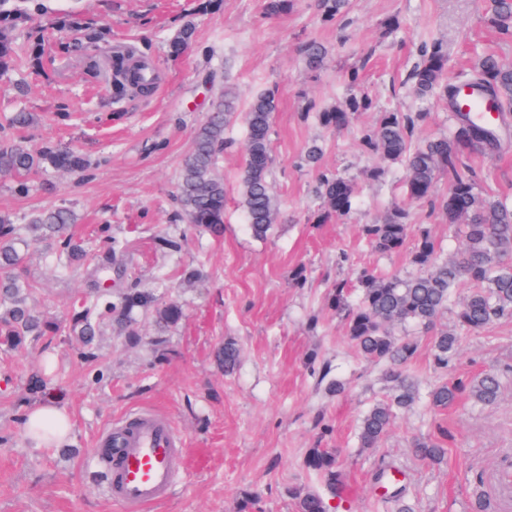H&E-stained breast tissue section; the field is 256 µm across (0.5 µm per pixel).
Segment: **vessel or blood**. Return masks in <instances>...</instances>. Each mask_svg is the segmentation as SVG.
Returning a JSON list of instances; mask_svg holds the SVG:
<instances>
[{"label": "vessel or blood", "instance_id": "vessel-or-blood-1", "mask_svg": "<svg viewBox=\"0 0 512 512\" xmlns=\"http://www.w3.org/2000/svg\"><path fill=\"white\" fill-rule=\"evenodd\" d=\"M184 441L167 417L142 411L102 436L94 453L108 460L110 496L122 512H147L168 497L179 476Z\"/></svg>", "mask_w": 512, "mask_h": 512}]
</instances>
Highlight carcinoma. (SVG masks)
<instances>
[{"mask_svg":"<svg viewBox=\"0 0 512 512\" xmlns=\"http://www.w3.org/2000/svg\"><path fill=\"white\" fill-rule=\"evenodd\" d=\"M348 0H318L317 15L324 23H347ZM294 0H263V12L278 17L290 12ZM486 20L503 39H512V0H488ZM26 31V57L40 59L50 32H72L77 44L99 55L91 67L97 75L99 65L111 71L109 89L112 97L144 95L152 82L142 66L132 62L131 54L112 48L109 31L104 26L81 22L75 13L56 18L50 26L34 21L26 6L0 14V69L18 57L16 32ZM194 25L188 22L168 42V56L178 58L193 42ZM306 69L317 73L324 68L326 50L317 41L300 46ZM420 61L409 74L411 90L419 98L436 97L448 101L454 112L453 128L438 137L415 141L426 118L424 112H380L373 126L362 131L360 145L364 152L402 170V189L407 203L394 204L374 224L361 225V237L377 255H392L408 243L410 263L415 272L406 277L360 272L358 294L351 285L336 279L329 285L328 304L344 322L346 334L367 360L385 366L388 394L365 413L359 430L363 448H376L392 427L398 414L409 410L420 399V384L409 373V366L420 349L419 337L397 330L416 326L432 333L430 354L437 368L446 370L457 356L458 337L453 329L438 327L440 317L452 312L455 326L479 332L496 322L512 318V205L498 196L480 190L478 174L469 163V155L493 151L500 145L499 132L478 124L470 113L457 108L455 96L459 83L448 82V49L439 39L425 42L419 49ZM361 67L355 65L343 76L347 94L340 104L322 108L309 100L301 117L314 119L323 129L334 132L346 127L352 115L372 107L369 92L363 88ZM462 84L487 94L497 114L512 112V65L492 53H485L468 73L460 75ZM277 99L273 92L254 95L244 112L236 111L235 96L226 92L213 104L206 120L194 135L191 152L185 158L173 201L176 217L187 224L201 226L213 236L224 233V178L218 171L220 153L230 143L224 141V127L240 118L247 127L244 166L240 174L239 205L252 235L264 239L277 223L279 203L273 194L270 176L273 157L270 137ZM35 123L32 112L13 113L8 127L0 125V175L12 181V190L26 195L31 190L30 176L48 167L79 177H87L92 161L70 148L46 145L38 150L6 132ZM316 146L308 147L299 166L317 171L315 194L320 208L314 213L318 224L353 213L357 186L353 179L322 168ZM451 178L448 191L439 192V177ZM426 205L430 213L448 225L459 242L457 252L446 257L431 229L417 227L412 208ZM76 223L74 211L67 207H48L34 211L25 224H15L0 214V347L14 350L25 342H38L59 332V324L34 314L27 304L31 293L23 275V248L40 239L54 240V255L61 270L76 261L98 262L83 244L69 232ZM71 332L83 344L82 358L93 362V343L102 325H116L119 335L131 344L141 340L136 313L154 310L160 327L177 325L184 316L182 306L173 299L164 300L142 288H124L117 293L103 288L95 297L79 296L72 303ZM239 358L235 343L227 341L217 353L224 371H232ZM465 393L475 405L495 403L501 394V379L494 371L486 372L468 383L435 385L427 392L434 408L453 405ZM441 437H417L409 444L411 453L429 464L443 461L446 448ZM305 467L321 484L319 490L288 488L296 512H326L325 498L338 493L343 470L337 452L331 448L310 449ZM382 503L394 512H413L405 501V488L392 490Z\"/></svg>","mask_w":512,"mask_h":512,"instance_id":"carcinoma-1","label":"carcinoma"}]
</instances>
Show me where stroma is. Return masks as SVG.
<instances>
[{
  "instance_id": "obj_1",
  "label": "stroma",
  "mask_w": 512,
  "mask_h": 512,
  "mask_svg": "<svg viewBox=\"0 0 512 512\" xmlns=\"http://www.w3.org/2000/svg\"><path fill=\"white\" fill-rule=\"evenodd\" d=\"M47 18L74 11L108 25L112 44L146 54L157 75L147 97L114 103L107 76L91 79L92 52L49 46L43 62L12 63L0 73V125L20 108L38 115L37 123L15 135L34 149L50 143L106 157L87 178L53 169L32 176L28 195L11 191L0 177V212L26 223L33 211L72 208L73 234L100 250L113 239L127 257L118 287L137 285L163 298L177 299L184 317L158 332L154 314H138L146 342L132 345L104 331L98 359L88 364L73 337L59 333L48 342L0 352V512H121L106 487L94 482L93 450L99 435L126 415L144 409L169 417L185 443L180 476L172 493L148 512H234L241 493L259 495L262 512H295L287 490L315 489L316 477L304 466L311 448L337 450L344 486L328 498L327 512H375L379 499L374 475L380 465L406 475L415 512H473L474 476L490 512H512V320L489 329L459 331V355L448 371L437 370L428 348H421L410 372L422 387L443 380L470 379L498 372L502 394L491 406L476 407L460 397L444 410L416 402L400 414L380 447L358 445L364 412L386 393L384 368L365 360L349 341L343 322L326 304L332 280H355L365 268L402 276L413 268L407 252L381 257L360 237L359 227L380 219L401 201L398 169L383 182L367 180L376 160L359 146L375 112H360L348 127L331 134L303 121L306 99L330 106L346 94L342 75L361 61L362 80L378 110L423 112L418 131L425 140L447 132L448 104L415 98L406 83L418 62L419 46L431 39L448 46V75L473 66L486 49L512 64V41L485 20L484 0H350L349 25L322 24L314 0H296L287 15L268 18L262 0H43ZM399 31L385 34L389 17ZM195 24V42L173 59L167 42L185 21ZM314 39L327 51L320 75L308 74L298 48ZM27 87L18 96L17 83ZM278 99L271 133V182L282 217L267 239L252 236L238 206V181L244 164L247 128L236 120L224 130L232 146L219 158L227 191L224 235L216 239L181 224L180 251L160 249L158 234L169 213L183 159L195 130L213 102L232 91L238 110L261 91ZM318 143L322 164L355 180L358 196L351 217L316 224L319 201L316 174L297 160L303 148ZM498 151L470 158L483 191L512 195V121L500 132ZM51 242L30 246L26 277L35 290L28 302L41 314L66 324L72 298L89 285L86 268L57 271L48 253ZM196 263L200 275L185 282L181 271ZM307 269L305 287L290 285L295 267ZM237 343L240 358L224 373L215 351ZM327 364L329 376L346 389L328 395L308 367L310 358ZM45 373L48 393L57 394L72 421L70 445L38 447L27 438L23 417L36 397L28 378ZM450 434L443 463L429 465L408 452L412 438L438 429Z\"/></svg>"
}]
</instances>
